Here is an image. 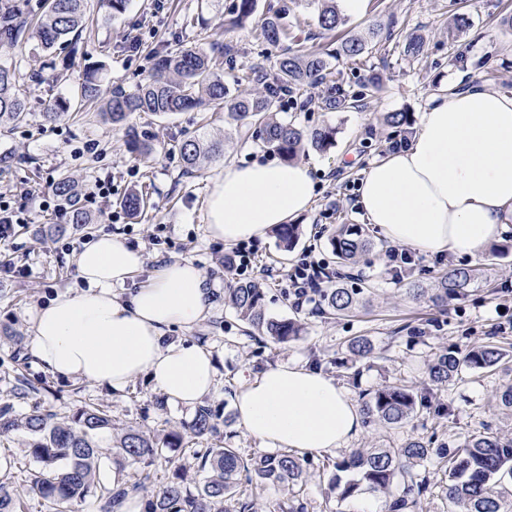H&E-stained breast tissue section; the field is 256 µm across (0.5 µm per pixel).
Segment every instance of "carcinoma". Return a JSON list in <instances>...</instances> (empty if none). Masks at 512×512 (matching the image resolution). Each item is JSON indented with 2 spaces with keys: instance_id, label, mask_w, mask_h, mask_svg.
Here are the masks:
<instances>
[{
  "instance_id": "cac0c4a2",
  "label": "carcinoma",
  "mask_w": 512,
  "mask_h": 512,
  "mask_svg": "<svg viewBox=\"0 0 512 512\" xmlns=\"http://www.w3.org/2000/svg\"><path fill=\"white\" fill-rule=\"evenodd\" d=\"M86 0H40L35 16L28 15L23 0H0V48L8 52L29 43L46 55L69 44L83 27ZM130 0H98L104 21L127 11ZM314 7L317 26L333 32L344 24L335 0H306ZM258 0H235L224 17V27L238 28L249 23L257 12ZM263 39L276 45L288 39V5L269 8L260 16ZM369 42L348 37L334 53L288 51L279 61L277 72L268 77L256 65L247 66L249 79L260 85L255 90L231 89L224 84V75L217 67V55L224 47L211 51L187 46L175 53L152 51L153 68L148 78L134 91L117 88L101 105L102 115L112 126L124 129L128 151L133 155L148 154L153 145L129 124L136 112L168 117L196 106L222 109L236 122L240 134L259 127L264 148L290 163L305 147L325 152L336 143V128L323 126L312 131L278 117L286 98L304 87L323 88L320 108L325 112H345L357 99L335 77L332 61L345 57L356 59L370 54ZM425 41L418 34L405 37L403 53L420 59ZM101 68L89 69L83 76L78 98L96 102L101 95ZM21 77L15 68L0 63V128L14 127L28 116L27 103L20 89ZM71 101L63 98L45 104L44 121L52 123L70 111ZM385 125L399 136L410 129L414 119L409 112H388L382 117ZM186 170L198 168L204 159L222 153L218 144L207 142L197 134L178 143ZM52 191L63 202V214L69 224H90L92 217L80 202L78 182L68 174L60 175ZM120 205L137 216L149 206L147 193L134 191ZM280 245L289 250L300 235V225L280 224L274 227ZM336 260V287L317 288L315 313L338 319L352 312L364 288H345L342 282L351 278V265L368 253L372 243L361 224H338L330 238ZM479 272L456 268L441 273L431 299L435 308L448 311V299L467 295L475 286ZM266 288L255 281L240 282L230 289L228 304L236 317L249 328V336L269 338L286 343L301 335L303 325L297 320L275 318L265 311ZM374 344L366 336L348 341L351 362L341 363L346 370L374 355ZM508 350L492 340L461 355L448 347L434 355L428 364V384L418 391L390 382L363 395L360 412L367 425L401 426L414 414L429 408L433 388L448 385L463 369L492 371ZM219 429L217 414L207 405L198 408L190 433L196 438L212 436ZM23 431L29 436L27 448L40 468L28 477L29 489L48 506V512H72L74 502L82 499L99 481L103 459V434L112 432L111 411L99 405H86L71 415L59 417L33 411L17 416L8 402L0 403V438ZM174 435L157 437L130 426L116 440L119 455L134 464L144 459L168 462L163 449ZM196 467L173 468L171 479L155 486L147 499L144 512H307L300 495H293L268 510L259 499L243 495L242 484L256 489L277 485L289 491L302 487L306 462L289 450L271 455L247 457L230 443L195 452ZM424 461H433L447 480L441 485L448 500V512H512V500L505 499L504 478L512 479V438L496 435H474L462 448L433 447L432 440L410 438L398 448H360L330 460L322 467L331 470L330 489L336 501L353 499L368 490L385 497V512H421L422 503L432 493L429 477L416 471ZM149 476L135 481H117L99 485L103 506L101 512H118L122 503L142 489ZM194 483V490L187 484ZM0 512H25L17 490L0 482Z\"/></svg>"
}]
</instances>
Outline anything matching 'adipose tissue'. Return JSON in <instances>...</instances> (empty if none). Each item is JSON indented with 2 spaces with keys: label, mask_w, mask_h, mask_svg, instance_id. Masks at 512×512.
<instances>
[{
  "label": "adipose tissue",
  "mask_w": 512,
  "mask_h": 512,
  "mask_svg": "<svg viewBox=\"0 0 512 512\" xmlns=\"http://www.w3.org/2000/svg\"><path fill=\"white\" fill-rule=\"evenodd\" d=\"M315 185L307 164L225 165L208 201L207 231L233 245L304 213ZM357 204L392 243L426 253L478 258L512 216V96L485 85L447 95L422 114L409 146L371 164ZM141 253L104 233L77 257L81 292L57 294L30 312L29 352L53 375L113 392L135 377L167 401L194 408L216 388L211 351L169 339L213 306V287L189 259L165 262L128 295ZM239 426L272 448L326 455L360 431L351 395L324 373L276 363L243 379L234 394Z\"/></svg>",
  "instance_id": "1"
}]
</instances>
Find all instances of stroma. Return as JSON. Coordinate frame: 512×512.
I'll return each mask as SVG.
<instances>
[{
    "mask_svg": "<svg viewBox=\"0 0 512 512\" xmlns=\"http://www.w3.org/2000/svg\"><path fill=\"white\" fill-rule=\"evenodd\" d=\"M231 2L130 0L124 14L106 23L97 0H88L82 34L61 53L49 57L30 44L5 56L22 75L41 71L46 80L28 85V124L0 130V153L14 156L11 167L0 171V196L28 208L27 224L0 247V261L22 269L15 276L0 274V399L11 400L20 414L37 408L66 416L88 404L109 407L115 430L131 425L151 435L180 433V441L173 443L166 455L188 467L195 464L194 450L216 442L212 436L191 435L194 412L164 403L162 394L145 377H136L117 394L93 382L54 376L36 365L29 353L30 310L57 294L78 289L77 255L99 234L118 235L142 253L143 267L129 280V287H139L152 271L173 258L193 260L213 282L216 292L207 317L188 331L173 328L170 336H186L211 349L219 381L206 403L223 420L220 434L230 436L234 446L248 456L267 454L269 448L238 427L230 394L243 376L268 365L288 362L315 368L336 379L357 400L362 393L397 379L424 387L433 352L445 346L465 352L497 335L503 337L505 347H512V218L503 236L485 249L479 260L419 253L414 279L424 289L434 287L439 274L449 268L479 264L491 269L489 282L449 302L447 314L441 315L428 297L415 300L405 294V281L395 279L386 264L390 243L367 223L357 206L363 174L381 158L379 144L390 134L382 124L385 113L406 111L421 116L430 101L448 87L472 82L512 95V0H466L471 25L458 36L453 33L456 9L451 0H367L363 15L346 16L338 31L324 35L319 34L313 11L304 0H259L263 10L289 6L287 45L295 50L330 52L343 37L366 35L375 26L387 34L366 64L346 58L335 63L337 78L362 97L359 108L323 111L318 89L307 87L300 98L281 109L283 117L301 128L330 125L336 129L334 147L324 153L312 150L304 157L316 183V195L297 219L300 236L295 246L283 250L271 232L254 243L256 277L267 288V314L297 319L305 325L302 336L283 344L251 341L245 325L225 305L228 288L238 283L223 264L231 249L207 233V199L224 165L272 159V152L263 148L259 138H241L223 114L208 110L194 109L169 118L136 114L132 124L154 145L152 154L136 158L128 152L123 132L103 119L99 104L82 106L80 114H65L55 124H42L45 103L60 96L77 97L88 69L104 66L105 88L135 89L151 72L150 52L155 48L173 51L190 43L206 49L213 42H223L231 50L224 59V81L235 88L248 86L242 74L244 63L254 62L267 73H275L280 51L263 41L255 24L225 28L224 13ZM195 15L203 17V25L192 32L186 30L185 18ZM410 32L426 39L422 60L403 54V39ZM458 53L467 60L461 68L451 62ZM369 64L383 76L384 83L368 98L360 77ZM187 131L223 141V157L186 172L178 143ZM87 142L94 143V152L79 154V147ZM63 171L82 180L89 191L97 181L112 183L109 199H89L87 207L95 222L88 229L76 230L65 224L60 210L28 203L27 191L50 192L53 180ZM141 189L148 191L153 207L145 216L135 217L119 202ZM339 224L365 225L373 248L352 274L355 282L373 288L374 294L367 306L349 317L327 320L312 314L311 304L293 306L285 291L289 274L305 253H313L326 268H333L329 238ZM64 241L70 243V250L61 249ZM355 336L372 339L373 358L349 370L338 368V361L346 356L348 339ZM19 376L38 384V391L14 397L12 389ZM510 382L512 370L465 372L436 392L437 400L447 403V413L430 408L400 427H362L347 448H393L407 439L433 434L452 448L462 447L469 435L479 431L512 437V409L498 399L503 385ZM322 462V456H312L307 468L301 495L308 512H357L360 504L381 503V496L372 493L337 502L328 485L330 473L322 469ZM36 467L24 432L0 441V479L24 491L26 512H46L44 502L26 490L25 479Z\"/></svg>",
    "mask_w": 512,
    "mask_h": 512,
    "instance_id": "stroma-1",
    "label": "stroma"
}]
</instances>
